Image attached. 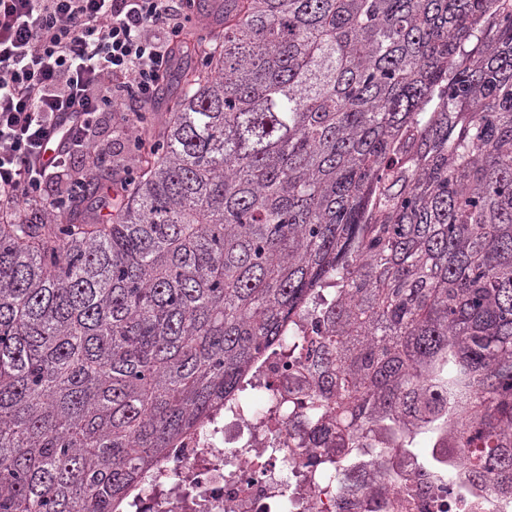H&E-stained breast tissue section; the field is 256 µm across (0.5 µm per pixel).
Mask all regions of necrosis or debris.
Here are the masks:
<instances>
[{
	"mask_svg": "<svg viewBox=\"0 0 512 512\" xmlns=\"http://www.w3.org/2000/svg\"><path fill=\"white\" fill-rule=\"evenodd\" d=\"M287 375V358L263 359L259 377L273 402L271 419L250 418L239 406L217 415L183 439L159 480L134 493L132 512H512V498L477 490L464 463H455L448 488L442 465L423 466L415 453H390L380 495L360 482L373 460L360 448L345 474L313 477L311 449L295 445Z\"/></svg>",
	"mask_w": 512,
	"mask_h": 512,
	"instance_id": "necrosis-or-debris-1",
	"label": "necrosis or debris"
}]
</instances>
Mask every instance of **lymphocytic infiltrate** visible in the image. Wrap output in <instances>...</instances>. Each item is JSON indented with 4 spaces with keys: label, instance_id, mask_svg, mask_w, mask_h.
Instances as JSON below:
<instances>
[{
    "label": "lymphocytic infiltrate",
    "instance_id": "f902f5d3",
    "mask_svg": "<svg viewBox=\"0 0 512 512\" xmlns=\"http://www.w3.org/2000/svg\"><path fill=\"white\" fill-rule=\"evenodd\" d=\"M184 0H0V208L63 209L111 113L117 140H148L150 107L185 27Z\"/></svg>",
    "mask_w": 512,
    "mask_h": 512
}]
</instances>
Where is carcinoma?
<instances>
[{
    "label": "carcinoma",
    "mask_w": 512,
    "mask_h": 512,
    "mask_svg": "<svg viewBox=\"0 0 512 512\" xmlns=\"http://www.w3.org/2000/svg\"><path fill=\"white\" fill-rule=\"evenodd\" d=\"M124 189L0 214V512H121L288 351L302 443L512 496V0H224Z\"/></svg>",
    "instance_id": "cac0c4a2"
}]
</instances>
